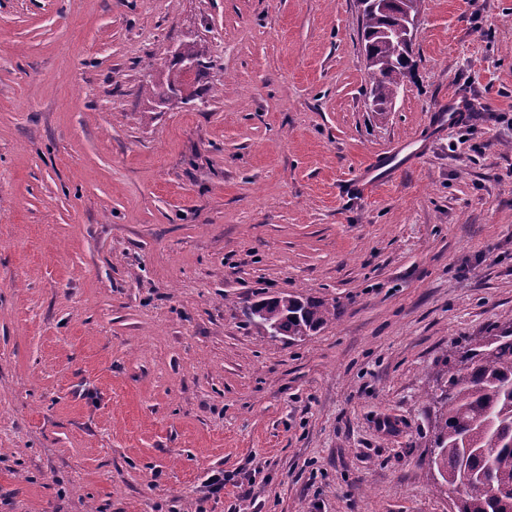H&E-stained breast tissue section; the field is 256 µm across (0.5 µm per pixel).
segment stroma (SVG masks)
<instances>
[{
    "label": "stroma",
    "mask_w": 512,
    "mask_h": 512,
    "mask_svg": "<svg viewBox=\"0 0 512 512\" xmlns=\"http://www.w3.org/2000/svg\"><path fill=\"white\" fill-rule=\"evenodd\" d=\"M361 32L358 0H0V512H453L431 395L512 317V0H422L383 112ZM188 40L207 106H158ZM285 295L336 317L271 337L246 311Z\"/></svg>",
    "instance_id": "obj_1"
}]
</instances>
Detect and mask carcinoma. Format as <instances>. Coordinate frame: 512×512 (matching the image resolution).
Instances as JSON below:
<instances>
[{
	"instance_id": "carcinoma-1",
	"label": "carcinoma",
	"mask_w": 512,
	"mask_h": 512,
	"mask_svg": "<svg viewBox=\"0 0 512 512\" xmlns=\"http://www.w3.org/2000/svg\"><path fill=\"white\" fill-rule=\"evenodd\" d=\"M393 23L368 2L362 17L375 105L390 104L410 81L413 48L378 32ZM336 317V303L276 297L254 304L249 318L275 336L296 339ZM433 435L436 466L457 512H512V318L468 340L446 363Z\"/></svg>"
}]
</instances>
